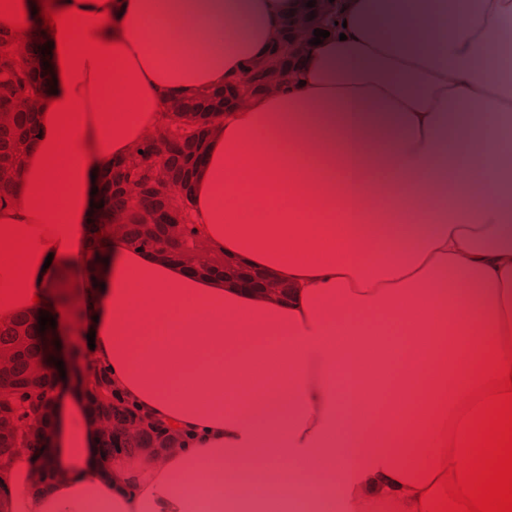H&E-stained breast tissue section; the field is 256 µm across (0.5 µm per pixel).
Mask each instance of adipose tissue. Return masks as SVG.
Returning a JSON list of instances; mask_svg holds the SVG:
<instances>
[{
    "label": "adipose tissue",
    "mask_w": 512,
    "mask_h": 512,
    "mask_svg": "<svg viewBox=\"0 0 512 512\" xmlns=\"http://www.w3.org/2000/svg\"><path fill=\"white\" fill-rule=\"evenodd\" d=\"M347 26L311 46L298 81L239 107L211 136L190 202L211 252L272 271L269 302L224 278L101 241L81 264L93 207L70 220L75 255L22 275L0 305L52 312L75 278L90 366L148 421L188 442L97 458L80 397L58 389L54 450L0 460L8 512H288L296 484L328 512L417 506L448 411L512 329V0H344ZM301 0H108L100 42L133 64L88 173L131 155L166 103L219 90L264 56ZM42 217L62 207L65 135Z\"/></svg>",
    "instance_id": "ef3b65f1"
}]
</instances>
